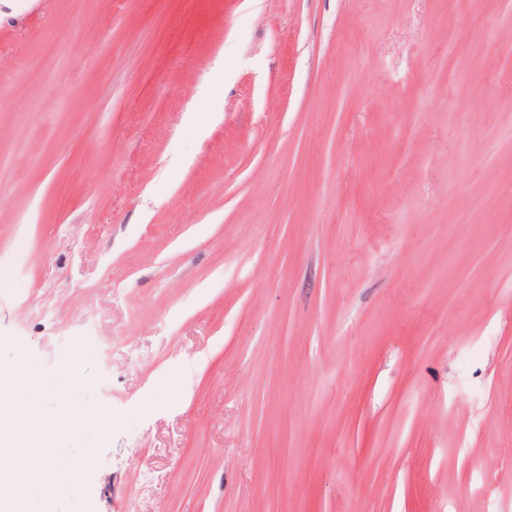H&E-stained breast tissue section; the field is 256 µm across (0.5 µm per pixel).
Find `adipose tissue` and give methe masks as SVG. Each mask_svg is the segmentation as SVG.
<instances>
[{
    "mask_svg": "<svg viewBox=\"0 0 512 512\" xmlns=\"http://www.w3.org/2000/svg\"><path fill=\"white\" fill-rule=\"evenodd\" d=\"M4 376L8 388L0 392V456L13 464L0 467V512H35L27 489L44 480L58 449L39 412L40 393L28 368L16 364Z\"/></svg>",
    "mask_w": 512,
    "mask_h": 512,
    "instance_id": "adipose-tissue-1",
    "label": "adipose tissue"
}]
</instances>
